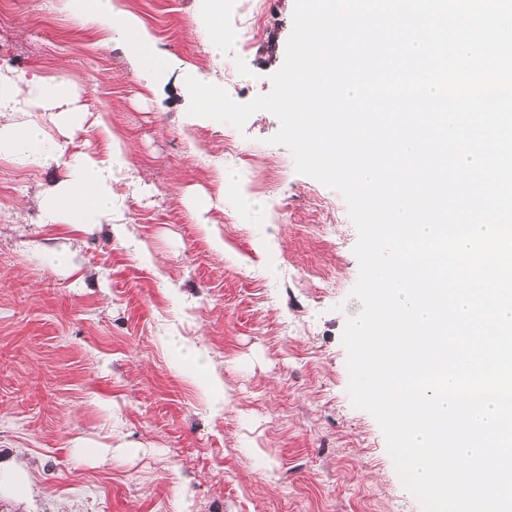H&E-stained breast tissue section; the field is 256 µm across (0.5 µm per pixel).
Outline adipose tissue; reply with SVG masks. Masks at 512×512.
<instances>
[{
    "mask_svg": "<svg viewBox=\"0 0 512 512\" xmlns=\"http://www.w3.org/2000/svg\"><path fill=\"white\" fill-rule=\"evenodd\" d=\"M82 23L126 36L144 78H152L167 66L165 53L139 18L121 0H86L76 13ZM80 83L73 78L48 80L38 75L0 74V152L23 163L49 164L55 153L47 143L35 115L48 112L63 129L81 126L78 104ZM68 180L41 197L38 207L51 221L81 229L110 219L115 200L114 185L124 177L125 149L113 141L108 158L89 151L76 154Z\"/></svg>",
    "mask_w": 512,
    "mask_h": 512,
    "instance_id": "1",
    "label": "adipose tissue"
}]
</instances>
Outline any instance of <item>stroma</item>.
<instances>
[{
	"label": "stroma",
	"mask_w": 512,
	"mask_h": 512,
	"mask_svg": "<svg viewBox=\"0 0 512 512\" xmlns=\"http://www.w3.org/2000/svg\"><path fill=\"white\" fill-rule=\"evenodd\" d=\"M245 2L224 0L218 64L202 0H122L167 54L150 85L124 41L76 23L66 0H12L0 21V69L78 78L85 109L74 132L45 123L49 165L0 154V460L33 477L0 512H421L348 392L341 337L362 305L343 196L297 172L273 113L239 129L188 112L191 75L239 103L271 91L295 0H266L255 19ZM116 137L139 178L120 209L78 231L47 223L37 200L72 155L107 156Z\"/></svg>",
	"instance_id": "stroma-1"
}]
</instances>
